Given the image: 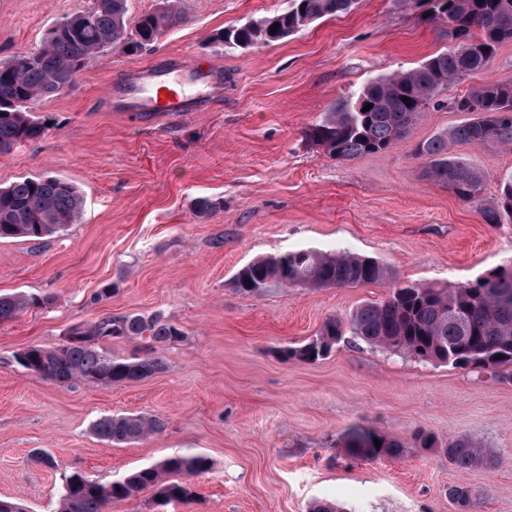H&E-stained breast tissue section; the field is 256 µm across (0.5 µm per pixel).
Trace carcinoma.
I'll use <instances>...</instances> for the list:
<instances>
[{"mask_svg":"<svg viewBox=\"0 0 512 512\" xmlns=\"http://www.w3.org/2000/svg\"><path fill=\"white\" fill-rule=\"evenodd\" d=\"M128 0H98L91 19L79 12L56 22L42 44L30 53L0 61V155L40 137L44 126L33 116L35 102L69 88L85 67L103 59L114 47L137 55L166 28L183 24L182 0H162L158 9L128 19ZM431 19L451 27L453 46L415 68L380 75L336 105L309 127L305 137L331 157L350 160L381 153L406 138L420 114L440 104L448 84L481 70L498 47L512 42V0H425ZM288 6L260 20L227 29L214 41L231 47H253L280 42L310 23L348 10L353 0H287ZM279 24L276 33L271 26ZM410 98L405 103L402 97ZM372 105L365 111L363 107ZM469 118L417 145L415 154L426 160L427 175L456 197L478 209L483 223L500 228L512 225V181L499 198L484 199L485 174L455 145L512 146V83L492 81L449 102ZM77 188L58 177H22L0 187V239L40 238L82 214ZM287 288H341L384 284L385 298L359 306L346 321L326 320L317 336L302 345L278 350L286 361L315 363L326 358L344 336L357 338L387 352L470 369L498 383L512 382V260L473 281L455 287H437L397 280L377 260L341 252L300 250L253 260L235 275L239 291L259 294L270 284ZM51 297L1 294L0 323L15 319L26 308L42 307ZM113 337L139 339L150 344L142 358L117 359L99 341ZM184 332L160 314L103 317L76 329L65 344L31 348L33 358L17 363L53 382L85 381L112 386L146 379L164 369L155 346L183 340ZM164 422L128 414L95 421L92 432L114 445L136 442L162 431ZM381 442L375 447L374 440ZM344 448L353 457L378 459L400 454L395 439L374 428L353 425L343 435ZM448 462L460 469H491L499 455L467 434L448 440ZM210 467L202 453L178 454L141 468L107 485L79 473L65 477L61 512H106L114 501L143 491L169 501L194 497L190 480ZM448 498L460 512H472L478 497L466 485L448 487Z\"/></svg>","mask_w":512,"mask_h":512,"instance_id":"cac0c4a2","label":"carcinoma"}]
</instances>
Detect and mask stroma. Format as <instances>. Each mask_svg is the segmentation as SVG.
Instances as JSON below:
<instances>
[{
	"instance_id": "35a3bbf8",
	"label": "stroma",
	"mask_w": 512,
	"mask_h": 512,
	"mask_svg": "<svg viewBox=\"0 0 512 512\" xmlns=\"http://www.w3.org/2000/svg\"><path fill=\"white\" fill-rule=\"evenodd\" d=\"M188 18L137 56L122 48L80 72L63 95L38 101L43 135L0 156V186L53 175L83 198L79 223L40 238L0 239V292L51 297L0 323V496L26 512H59L64 478L107 484L176 454L205 453L195 498L157 505L151 492L108 512H458L448 488L480 489L478 512H512V384L421 362L352 338L315 363L276 348L316 336L383 299L377 284L272 285L240 292L236 272L299 249L371 257L407 283L454 287L512 258V225L483 224L474 208L429 179L416 145L465 120L447 102L485 82H512V42L483 71L451 83L392 149L339 161L305 138L336 102L371 79L448 49V25L417 0H356L288 40L247 49L217 31L272 15L285 0H185ZM89 0H0V60L38 48L58 20ZM192 60L219 66L224 98L204 112L141 117L107 110L110 86L131 71ZM486 175L485 199L512 179V148L460 146ZM201 198L220 206L199 214ZM162 313L186 333L158 347V373L101 386L55 383L16 357L55 348L105 316ZM140 414L162 432L121 446L97 438L104 416ZM354 423L396 439L401 453L351 458ZM438 447L415 443L418 431ZM467 434L495 448L492 471L462 470L442 449ZM49 454L53 467L36 462Z\"/></svg>"
}]
</instances>
